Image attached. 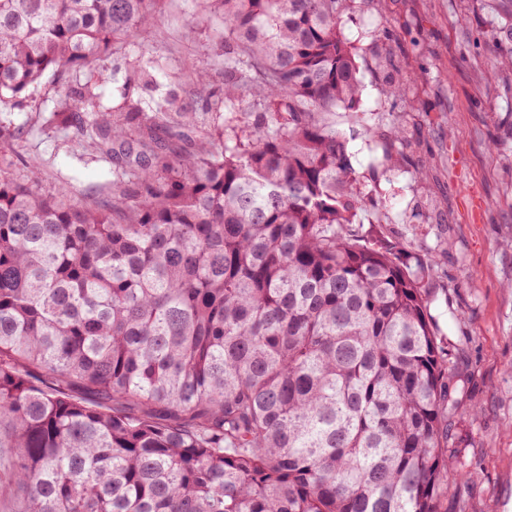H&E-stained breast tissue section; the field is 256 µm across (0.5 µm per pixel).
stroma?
<instances>
[{
  "mask_svg": "<svg viewBox=\"0 0 512 512\" xmlns=\"http://www.w3.org/2000/svg\"><path fill=\"white\" fill-rule=\"evenodd\" d=\"M504 2L356 0L342 31L357 50L359 109L323 116L350 139L364 225L433 262L430 313L469 377L453 424L467 476L449 483L448 512H501L512 498V38L501 31L512 13ZM199 11V0H168L134 46L108 58L115 76L102 91L113 108L136 81L139 55L158 62L156 94L192 87L196 68L222 85L218 26H197ZM387 74L407 79L404 95L382 94ZM60 85L47 73L11 112L30 130L20 151L45 187L62 176L75 197L103 198L107 164L34 126ZM397 126L411 146L393 168L385 155Z\"/></svg>",
  "mask_w": 512,
  "mask_h": 512,
  "instance_id": "1",
  "label": "stroma"
}]
</instances>
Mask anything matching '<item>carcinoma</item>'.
<instances>
[{
  "label": "carcinoma",
  "mask_w": 512,
  "mask_h": 512,
  "mask_svg": "<svg viewBox=\"0 0 512 512\" xmlns=\"http://www.w3.org/2000/svg\"><path fill=\"white\" fill-rule=\"evenodd\" d=\"M164 0H0V113L69 74L42 127L112 197L0 164V481L13 512H443L465 474L432 264L363 229L342 37L355 0H205L224 87L105 106L103 61ZM143 86L156 63L136 60ZM25 130L0 119V154Z\"/></svg>",
  "instance_id": "1"
}]
</instances>
